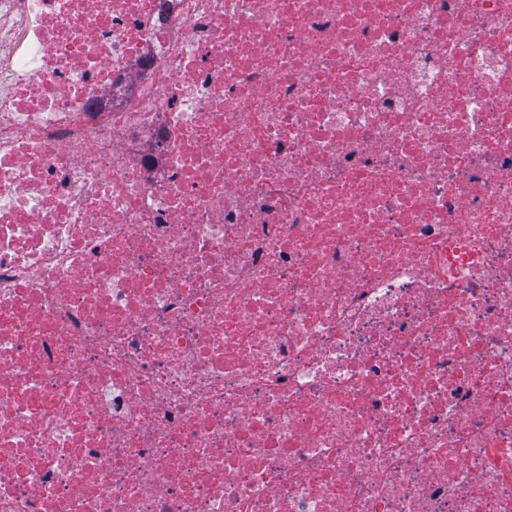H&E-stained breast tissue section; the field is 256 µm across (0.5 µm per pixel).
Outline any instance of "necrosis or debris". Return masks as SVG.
Wrapping results in <instances>:
<instances>
[{
	"label": "necrosis or debris",
	"mask_w": 512,
	"mask_h": 512,
	"mask_svg": "<svg viewBox=\"0 0 512 512\" xmlns=\"http://www.w3.org/2000/svg\"><path fill=\"white\" fill-rule=\"evenodd\" d=\"M0 512H512V0H0Z\"/></svg>",
	"instance_id": "1"
}]
</instances>
